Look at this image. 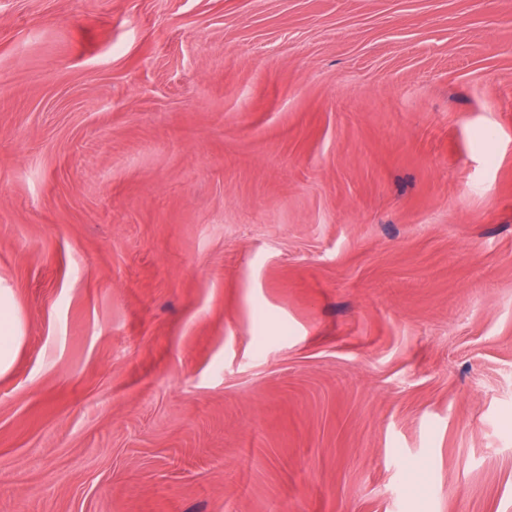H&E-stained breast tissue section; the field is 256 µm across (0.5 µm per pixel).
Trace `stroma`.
Segmentation results:
<instances>
[{"instance_id":"1","label":"stroma","mask_w":512,"mask_h":512,"mask_svg":"<svg viewBox=\"0 0 512 512\" xmlns=\"http://www.w3.org/2000/svg\"><path fill=\"white\" fill-rule=\"evenodd\" d=\"M0 512H512V0H0ZM25 340L24 324L14 305L13 291L0 285V376L13 368Z\"/></svg>"}]
</instances>
